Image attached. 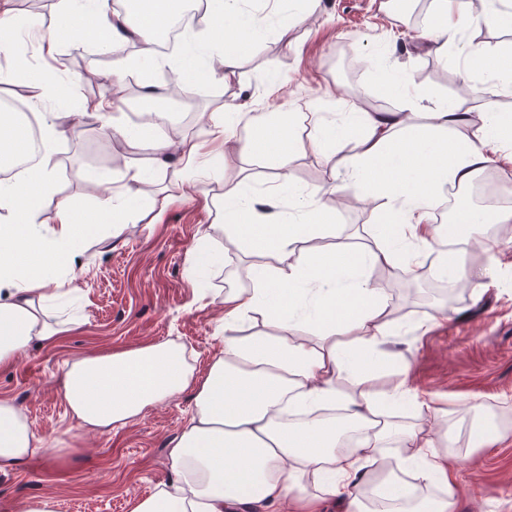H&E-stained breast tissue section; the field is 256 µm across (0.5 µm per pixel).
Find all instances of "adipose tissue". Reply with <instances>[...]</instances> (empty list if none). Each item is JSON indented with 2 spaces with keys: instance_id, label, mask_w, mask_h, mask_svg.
I'll use <instances>...</instances> for the list:
<instances>
[{
  "instance_id": "adipose-tissue-1",
  "label": "adipose tissue",
  "mask_w": 512,
  "mask_h": 512,
  "mask_svg": "<svg viewBox=\"0 0 512 512\" xmlns=\"http://www.w3.org/2000/svg\"><path fill=\"white\" fill-rule=\"evenodd\" d=\"M437 4L438 21L421 28L414 41L444 56L467 16L460 0ZM239 5L240 0H207L199 21L211 42L224 47L220 68L208 73L212 81L236 77L239 41L225 37L223 21ZM56 8L80 35L112 48L116 83L147 60L174 67L186 86L198 84L200 73L189 61L156 54V27L113 9L111 0H56ZM21 24L35 34L41 56L62 53L53 27L35 17L21 19L16 0H0V81L12 75ZM128 42L139 43L137 55L120 53ZM227 111L231 121H212L205 140H153L155 164L170 176L150 210H165L173 190L195 188L213 160L208 144L235 140L243 124L254 131L245 151L275 155L279 169H287L297 147L293 124L263 121L233 104ZM414 114L426 116L427 132L414 133ZM312 123L313 149L330 137L355 143L354 153L336 165V184L299 190L283 180L250 197L241 179L214 205L224 218L225 238L239 241L240 258L261 261L267 276L248 287L225 288V335L205 371L197 370L195 354L172 337L80 356L64 370L63 395L72 416L103 434L158 403L191 396L190 417L169 448L174 479L135 499L131 512H244L260 501L286 503L290 512H321L330 498L339 499L344 512H452L448 428L440 423L447 409L404 376L368 386L346 353L373 354L384 362L397 356L390 298L371 269L414 270L431 260L458 285L490 275V268L471 265L467 251L433 256L447 227L431 217L445 186L466 187L491 167L512 165V119L491 103L474 116L460 103L430 108L413 94L403 112L360 109L340 125L317 113ZM461 128L469 137L453 138ZM56 171L47 148L36 164L0 181V365L17 361L33 345L55 344L74 328L73 320L51 315L48 303L73 271L80 241L104 225L119 236L146 217L121 187L110 186L95 219L61 200L53 225L45 226L41 203ZM373 188L391 198L399 223L383 225L371 246L330 242L332 211L321 198ZM284 195L305 203V223L282 221ZM245 207L255 214L254 223H239ZM307 301L320 322L311 336L299 329ZM256 319L265 331L241 334V326ZM45 447L26 414L0 399V469Z\"/></svg>"
}]
</instances>
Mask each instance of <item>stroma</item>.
Masks as SVG:
<instances>
[{
	"mask_svg": "<svg viewBox=\"0 0 512 512\" xmlns=\"http://www.w3.org/2000/svg\"><path fill=\"white\" fill-rule=\"evenodd\" d=\"M304 12L308 20L280 39L282 16ZM468 12L472 21L460 32V48L481 45L491 60L512 49V29L485 23L476 5H469ZM434 14L433 0H247L243 14L224 21L242 36L248 31L246 16L262 23L238 59L236 81L217 90L173 92L150 105L170 113L172 122L164 132L176 141L203 138L209 113L229 102L272 120L294 100L336 121L356 109L360 97L370 99L375 110L400 112L406 101L395 85L402 79L435 101L452 100L455 87L468 86L471 101L494 100L512 115V96L503 95L496 81L484 79L479 62L453 55L443 59L413 47L414 33ZM94 52L93 42L72 38L49 74L68 93L40 106L44 112L65 113L80 112L86 100L113 102L111 116L80 113L74 132L54 142L57 179L44 200L47 223L60 198L84 216L97 215L102 193L91 178L108 181L140 172V179L126 182L125 188L142 206L167 181L152 165L148 140L130 147L107 130L113 119L132 125L136 106L146 102V84L164 82V70L138 72L118 92L111 63L86 65ZM311 130L309 119H302L300 145L288 166L291 183L300 189L331 183L337 160L352 147L342 140L329 145V157L317 156L307 148ZM226 162L247 171L253 193L279 179L273 156L245 152L238 143L229 147ZM202 189V194L176 199L153 223L135 225L116 239L101 233L86 246L72 282L80 325L61 343L32 347L11 367L0 368V398L19 405L54 449L0 471V512H20L35 499L50 500L53 512H130L135 499L172 478L169 442L190 415L188 396L159 403L125 426L99 434L81 428L72 417L60 377L74 357L170 336L180 338L203 363L218 349L216 330L224 309L217 295L225 288L224 268L194 272L190 266L200 227L213 220L203 199L223 198V171L211 172ZM390 216L386 198L368 190L350 194L332 222L337 237L349 239L367 235L370 225ZM489 232L498 241L493 286L446 290L428 270L417 276L404 270L382 281L400 325L395 341L402 357L389 379L407 372L413 387L448 402V462L456 478L453 512H512V427L489 446L469 445V407L497 404L504 394L512 397V223L490 224ZM205 288L212 289L211 297H202ZM435 301L446 303V318L417 335L416 324Z\"/></svg>",
	"mask_w": 512,
	"mask_h": 512,
	"instance_id": "1",
	"label": "stroma"
}]
</instances>
